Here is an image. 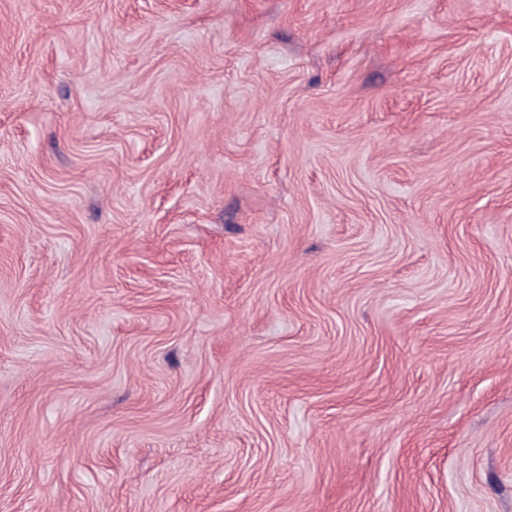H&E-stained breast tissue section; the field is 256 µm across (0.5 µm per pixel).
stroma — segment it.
Listing matches in <instances>:
<instances>
[{"mask_svg": "<svg viewBox=\"0 0 512 512\" xmlns=\"http://www.w3.org/2000/svg\"><path fill=\"white\" fill-rule=\"evenodd\" d=\"M0 512H512V0H0Z\"/></svg>", "mask_w": 512, "mask_h": 512, "instance_id": "stroma-1", "label": "stroma"}]
</instances>
